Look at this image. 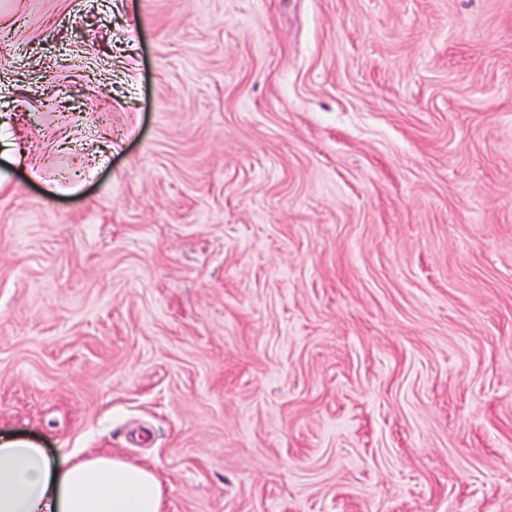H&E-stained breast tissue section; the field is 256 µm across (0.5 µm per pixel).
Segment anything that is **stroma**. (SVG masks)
<instances>
[{
  "label": "stroma",
  "instance_id": "obj_1",
  "mask_svg": "<svg viewBox=\"0 0 512 512\" xmlns=\"http://www.w3.org/2000/svg\"><path fill=\"white\" fill-rule=\"evenodd\" d=\"M8 440L512 512V0H0Z\"/></svg>",
  "mask_w": 512,
  "mask_h": 512
}]
</instances>
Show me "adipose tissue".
<instances>
[{"instance_id": "1", "label": "adipose tissue", "mask_w": 512, "mask_h": 512, "mask_svg": "<svg viewBox=\"0 0 512 512\" xmlns=\"http://www.w3.org/2000/svg\"><path fill=\"white\" fill-rule=\"evenodd\" d=\"M149 469L96 456L51 457L17 442L0 444V512H161Z\"/></svg>"}]
</instances>
